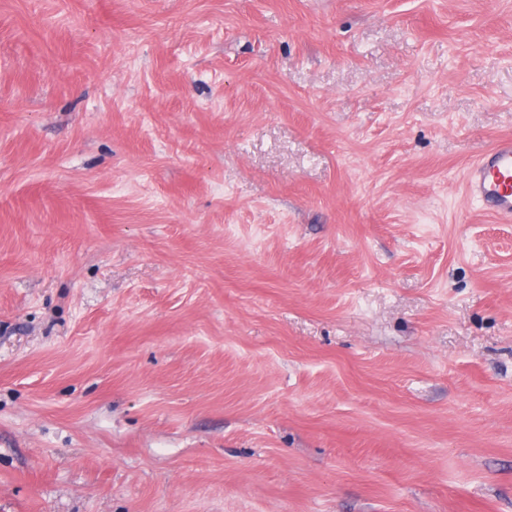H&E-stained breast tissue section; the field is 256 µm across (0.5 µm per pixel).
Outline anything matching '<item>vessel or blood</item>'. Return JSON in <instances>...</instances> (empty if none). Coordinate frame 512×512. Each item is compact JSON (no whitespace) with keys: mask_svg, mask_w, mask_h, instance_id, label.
I'll list each match as a JSON object with an SVG mask.
<instances>
[{"mask_svg":"<svg viewBox=\"0 0 512 512\" xmlns=\"http://www.w3.org/2000/svg\"><path fill=\"white\" fill-rule=\"evenodd\" d=\"M466 184L492 213L512 219V137L498 139L468 168Z\"/></svg>","mask_w":512,"mask_h":512,"instance_id":"vessel-or-blood-1","label":"vessel or blood"}]
</instances>
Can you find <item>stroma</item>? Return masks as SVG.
I'll use <instances>...</instances> for the list:
<instances>
[{
	"mask_svg": "<svg viewBox=\"0 0 512 512\" xmlns=\"http://www.w3.org/2000/svg\"><path fill=\"white\" fill-rule=\"evenodd\" d=\"M512 0H0V512H512ZM469 194L495 215L512 219V137L498 139L467 170Z\"/></svg>",
	"mask_w": 512,
	"mask_h": 512,
	"instance_id": "35a3bbf8",
	"label": "stroma"
}]
</instances>
